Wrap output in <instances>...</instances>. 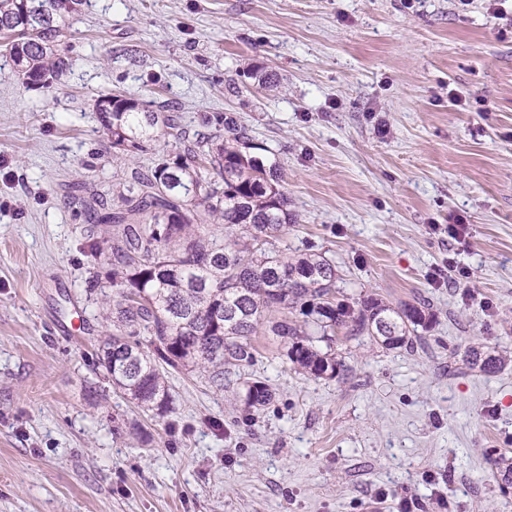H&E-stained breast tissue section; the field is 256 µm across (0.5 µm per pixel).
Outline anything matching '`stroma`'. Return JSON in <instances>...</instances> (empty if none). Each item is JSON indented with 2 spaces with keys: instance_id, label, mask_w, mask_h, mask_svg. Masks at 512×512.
<instances>
[{
  "instance_id": "stroma-1",
  "label": "stroma",
  "mask_w": 512,
  "mask_h": 512,
  "mask_svg": "<svg viewBox=\"0 0 512 512\" xmlns=\"http://www.w3.org/2000/svg\"><path fill=\"white\" fill-rule=\"evenodd\" d=\"M89 0L56 88L0 57V512H512V2ZM270 87H263V79ZM466 97L452 105L449 90ZM123 93L196 128L225 114L276 165L281 255L324 256L344 293L433 315L413 348L340 339L345 371H296L257 332L245 408L170 372L166 413L94 371L110 329L74 186L117 196L168 149L113 148L93 110ZM461 215L466 244L433 225ZM456 256L468 277L448 266ZM440 282H433V275ZM467 362L472 367H477L484 373L497 372L502 364L504 365V358L499 355L483 352L477 348H471L468 352ZM243 402L248 408L269 404L272 393L269 386L258 379H247L242 384Z\"/></svg>"
}]
</instances>
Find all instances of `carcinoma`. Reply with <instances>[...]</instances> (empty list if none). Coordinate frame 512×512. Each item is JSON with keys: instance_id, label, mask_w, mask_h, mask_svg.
Masks as SVG:
<instances>
[{"instance_id": "obj_1", "label": "carcinoma", "mask_w": 512, "mask_h": 512, "mask_svg": "<svg viewBox=\"0 0 512 512\" xmlns=\"http://www.w3.org/2000/svg\"><path fill=\"white\" fill-rule=\"evenodd\" d=\"M85 0H0V39L13 71L33 88H48L70 69L58 53L66 21ZM112 147L134 153L156 137L184 145L175 158L133 170L116 211H92L93 224H111L118 243L106 255L112 294L100 292L101 318L112 333L98 366L112 386L158 414L170 394L166 368L198 372L224 390L226 375L250 365V337L259 326L288 344L289 361L316 378L343 367L330 352L336 335L367 336L386 349L411 348L427 327L426 305L387 307L350 298L336 287V267L309 253L284 258L273 246L291 218L280 177L250 148L249 130L231 116L202 120L190 134L175 112L154 111L123 94L95 103ZM235 228L224 239L210 226ZM467 362L497 372L504 358L472 348ZM249 408L269 404V386L242 384Z\"/></svg>"}]
</instances>
